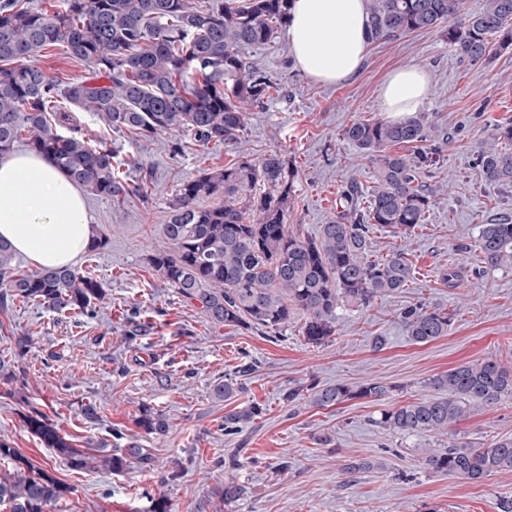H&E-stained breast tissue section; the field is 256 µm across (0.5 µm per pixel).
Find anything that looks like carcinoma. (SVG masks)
Wrapping results in <instances>:
<instances>
[{
	"mask_svg": "<svg viewBox=\"0 0 512 512\" xmlns=\"http://www.w3.org/2000/svg\"><path fill=\"white\" fill-rule=\"evenodd\" d=\"M291 0H62V10L28 8L22 0H0V156L26 138L76 185L95 196L125 201L142 190L121 176L113 151L84 133L63 100L113 129L153 138L175 136L170 149L182 153L187 140L238 141L250 112L279 91L258 62L242 54L268 46L288 23ZM372 40L405 33L442 32L465 60L489 61L512 47V0H485L476 14L463 12V0H368ZM64 42L71 55L92 67L95 77L59 88L55 79L29 59ZM344 138L374 165L373 185L352 183L340 194L341 210L321 225L317 236L302 238L288 229L294 171L282 153L242 157L218 171L184 182L172 204L162 244L150 264L178 292L201 304L210 322L244 325L277 333L297 314L306 343L321 346L336 335L338 310L367 306L406 287L414 275L408 254L398 249L372 258L370 230L409 235L426 213L448 200V181L424 176L440 162L444 133L420 114L403 121L358 119ZM408 146L411 154L392 153ZM485 193L512 186V123L498 125L478 152ZM264 187L254 194L256 185ZM205 196H221L210 208ZM476 247L490 268L512 266V220L502 216L480 225ZM14 252L0 243V301H33L58 313H90L103 295L101 284L75 267L18 274ZM400 322L415 343L448 335L450 315L414 305ZM431 394L380 413L378 424L392 433L429 437L447 434L474 410L512 396V367L494 359L462 363L432 376ZM243 390L231 377L214 384L212 394L226 401ZM389 387L379 382H343L309 388L310 402L330 408L351 399L380 401ZM258 407L224 415L232 434L250 423ZM25 428L52 448L69 468L85 471L101 463L113 473L154 469L151 449L76 448L46 414L23 416ZM145 431L164 435L161 417H141ZM0 459L14 462L0 478V504L10 512H46L71 487L46 469L35 468L7 440ZM420 462L441 475L480 482L512 470V437L482 444L451 442L425 448ZM226 506L242 500L244 487L230 474L216 488Z\"/></svg>",
	"mask_w": 512,
	"mask_h": 512,
	"instance_id": "1",
	"label": "carcinoma"
}]
</instances>
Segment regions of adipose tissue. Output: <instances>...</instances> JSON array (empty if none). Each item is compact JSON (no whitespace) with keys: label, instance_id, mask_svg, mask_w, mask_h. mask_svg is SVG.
<instances>
[{"label":"adipose tissue","instance_id":"1","mask_svg":"<svg viewBox=\"0 0 512 512\" xmlns=\"http://www.w3.org/2000/svg\"><path fill=\"white\" fill-rule=\"evenodd\" d=\"M370 44L367 0H294L288 51L317 82L338 84L362 68ZM428 72L409 64L390 72L379 95L394 120L417 112L430 94ZM93 234L79 188L34 152L0 157V241L40 268L73 265Z\"/></svg>","mask_w":512,"mask_h":512}]
</instances>
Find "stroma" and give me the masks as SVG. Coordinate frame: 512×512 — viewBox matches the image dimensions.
I'll return each instance as SVG.
<instances>
[{
	"instance_id": "obj_1",
	"label": "stroma",
	"mask_w": 512,
	"mask_h": 512,
	"mask_svg": "<svg viewBox=\"0 0 512 512\" xmlns=\"http://www.w3.org/2000/svg\"><path fill=\"white\" fill-rule=\"evenodd\" d=\"M246 54L278 80L280 92L252 113L240 144L199 142L175 155L163 140L75 112L85 133L115 150L126 179L144 180L145 190L120 204L85 197L95 234L108 240L104 250L75 262L105 290L94 315L58 314L18 300L0 305V437L70 486L46 512H145L151 493L168 497L173 512H503L512 500V471L472 483L424 470L419 451L447 447L453 437L473 443L512 437V397L428 439L389 432L377 420L381 410L426 395L429 378L458 364L491 357L512 366V268L489 269L475 248L480 225L512 214V188L486 194L473 165L493 128L512 123V50L473 64L439 31H416L372 42L358 76L334 85L296 67L286 32L275 45ZM36 62L63 86L91 72L62 43ZM406 64L431 76L423 111L448 135L440 172L453 182L447 203L427 213L411 238L370 233L375 255L407 250L415 268L408 286L371 305L339 309L334 340L312 346L300 332L301 319L272 336L215 325L199 302L163 282L149 263L150 248L163 238L179 187L231 164L239 151L286 155L296 173L288 224L305 237L334 218L338 193L350 182L371 186L373 165L343 130L361 117H384L379 87ZM449 267L462 272L453 287L439 277ZM416 304L450 313L447 336L427 344L407 338L400 314ZM247 364L252 372L240 375ZM227 377L240 378L243 391L228 401L214 398V381ZM338 381L380 382L392 391L383 401L310 404L311 384ZM294 389L299 397L286 400ZM91 401L103 406L101 420L82 415ZM252 404L260 415L239 433L225 434V414ZM34 408L54 419L75 447L135 442L152 450L157 466L147 473L71 470L24 428L22 417ZM147 409L169 424L167 436L139 426ZM324 435L329 443H321ZM233 456L246 495L229 508L215 490L224 482V460ZM352 462L359 471L346 472Z\"/></svg>"
}]
</instances>
